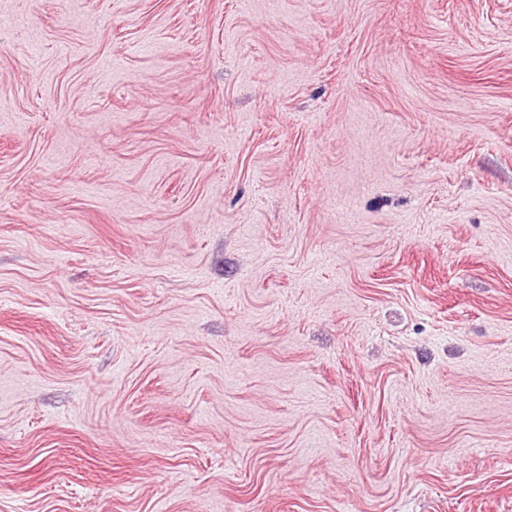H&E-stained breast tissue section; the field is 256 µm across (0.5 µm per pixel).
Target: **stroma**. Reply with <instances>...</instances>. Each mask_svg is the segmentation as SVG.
<instances>
[{"mask_svg":"<svg viewBox=\"0 0 512 512\" xmlns=\"http://www.w3.org/2000/svg\"><path fill=\"white\" fill-rule=\"evenodd\" d=\"M0 512H512V0H0Z\"/></svg>","mask_w":512,"mask_h":512,"instance_id":"stroma-1","label":"stroma"}]
</instances>
